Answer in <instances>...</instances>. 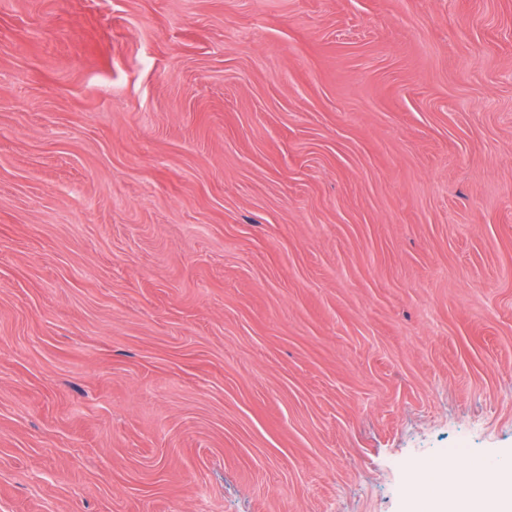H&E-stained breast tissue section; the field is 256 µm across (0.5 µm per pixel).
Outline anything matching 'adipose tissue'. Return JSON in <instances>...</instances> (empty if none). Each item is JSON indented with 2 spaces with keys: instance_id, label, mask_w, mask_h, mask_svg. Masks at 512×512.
I'll list each match as a JSON object with an SVG mask.
<instances>
[{
  "instance_id": "obj_1",
  "label": "adipose tissue",
  "mask_w": 512,
  "mask_h": 512,
  "mask_svg": "<svg viewBox=\"0 0 512 512\" xmlns=\"http://www.w3.org/2000/svg\"><path fill=\"white\" fill-rule=\"evenodd\" d=\"M424 479L411 495V512H512V469L488 474L487 462H471L465 493L452 496L454 474L447 462L434 460L424 468Z\"/></svg>"
}]
</instances>
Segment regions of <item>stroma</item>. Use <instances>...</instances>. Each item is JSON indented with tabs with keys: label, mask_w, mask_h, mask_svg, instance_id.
I'll list each match as a JSON object with an SVG mask.
<instances>
[{
	"label": "stroma",
	"mask_w": 512,
	"mask_h": 512,
	"mask_svg": "<svg viewBox=\"0 0 512 512\" xmlns=\"http://www.w3.org/2000/svg\"><path fill=\"white\" fill-rule=\"evenodd\" d=\"M509 456L512 0H0V512Z\"/></svg>",
	"instance_id": "35a3bbf8"
}]
</instances>
